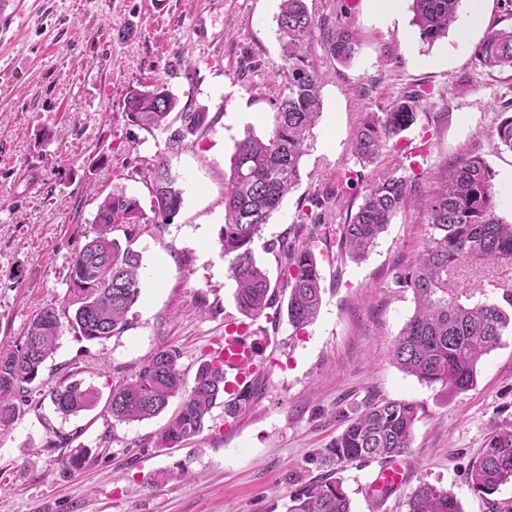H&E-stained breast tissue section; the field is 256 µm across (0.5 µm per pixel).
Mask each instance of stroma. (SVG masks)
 Returning a JSON list of instances; mask_svg holds the SVG:
<instances>
[{"mask_svg":"<svg viewBox=\"0 0 512 512\" xmlns=\"http://www.w3.org/2000/svg\"><path fill=\"white\" fill-rule=\"evenodd\" d=\"M280 0H17L0 16V351L13 349L38 309L64 308L72 257L101 200L122 191L149 207L141 171L165 150L163 134L125 122L119 104L127 87L160 79L182 104L202 105L211 126L198 143L167 152L183 203L167 224H139L132 247L147 282L131 308L129 328L102 343L62 331L36 387L49 393L62 378L94 387L91 410L68 417L50 401L25 405L0 433V512H286L295 487L330 473L322 461L348 419L374 399L407 400L420 408L406 483L387 497L367 486L370 462L344 465L339 475L352 512H406L421 482L452 490L463 512H512V484L475 493L465 472L491 428L512 419V336L485 356L474 389L458 395L402 372L391 344L414 310L411 292L394 276L412 262L425 238L426 217L407 201L360 261L337 257L335 236L297 230L318 190L350 170L362 186L348 191L325 224L344 223L362 202L364 183L402 164L404 151L424 147L422 178L462 155L481 157L494 174L496 213L512 222V151L496 127L512 114V71L482 67L470 46L444 56L443 42L424 43L410 0L382 21L368 0H313L316 13L359 34L355 58L320 60L323 112L306 145L301 181L285 196L253 243L272 282L281 271L269 243L309 242L321 267L324 299L316 321L295 331L267 310L254 321L272 337L258 361L254 397L245 412L213 408L203 432L180 448H159L156 434L178 410L118 423L107 413L116 383L129 378L158 348L178 350V367L193 382L224 325L239 320L218 242L230 158L247 133L265 134L275 109L283 64L275 18ZM421 93L416 122L402 148L384 150L359 167L350 140L361 113L378 112L405 93ZM472 301L512 293V265H461L452 275ZM91 451L82 470L65 476L71 448ZM187 466L190 480L156 486L152 475Z\"/></svg>","mask_w":512,"mask_h":512,"instance_id":"stroma-1","label":"stroma"}]
</instances>
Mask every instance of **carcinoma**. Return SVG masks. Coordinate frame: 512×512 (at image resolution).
I'll return each instance as SVG.
<instances>
[{
  "label": "carcinoma",
  "instance_id": "1",
  "mask_svg": "<svg viewBox=\"0 0 512 512\" xmlns=\"http://www.w3.org/2000/svg\"><path fill=\"white\" fill-rule=\"evenodd\" d=\"M461 0H412L413 24L420 39L432 45L447 36L456 21ZM284 66L275 99L272 128L265 137L247 133L230 159V177L224 194V224L219 243L229 260L236 283L238 312L258 319L274 307L277 289L256 261L252 244L263 225L278 211L284 197L301 181V161L307 138L322 110L321 77L314 45L327 48L332 60L350 63L358 49L355 29L328 17L316 18L307 0H281L276 17ZM475 58L489 69L512 70V28H491L475 50ZM422 107L418 94H406L381 112H367L351 139L357 163L373 164L390 141L400 137L417 119ZM123 117L150 133L167 134L173 151L195 142L210 128L203 106L180 107L179 97L163 82H137L126 89ZM500 144L512 151V115L496 128ZM151 195L152 213L166 224L183 203V191L172 175L165 153L155 156L143 171ZM355 171L346 173L334 188L315 199L317 208H332L355 188ZM493 174L479 157L464 155L432 176L431 188L418 196L427 216V237L413 263L396 273L394 285L413 295L414 312L396 336L391 351L394 364L428 385H440L461 394L477 384L482 358L496 350L512 333V295L503 302L469 303L448 287V273L463 262L512 264V222L496 215ZM418 181L396 170L378 175L366 187L363 203L343 224L336 225L340 255L364 259L386 226L401 211L405 199L416 193ZM139 200L123 191L104 197L92 224L72 259L67 307L73 314L49 304L29 320L15 349L0 353V431L21 415V406L41 395L32 387L40 369L57 347L62 316L69 329L88 341L104 342L128 328L127 315L141 294V255L122 247L116 231L133 234L145 221ZM283 285L288 288V323L297 331L317 318L322 305V275L307 243L281 242ZM181 397L179 412L156 436L159 448H179L204 429L218 400L234 417L245 410L253 391L230 396L223 363L202 362L192 387H186L178 368V352L162 347L134 374L112 387L107 412L116 422H135L162 412L170 399ZM63 416L92 408L98 399L92 388L60 382L49 393ZM418 422V406L407 400L369 402L351 419L328 448V461L390 460L409 452ZM89 450L78 446L62 461V474L83 467ZM470 488L491 495L512 483V421H503L488 434L467 474ZM406 512H462L456 495L430 482L408 496ZM287 512H352L343 483L334 474L312 479L289 497Z\"/></svg>",
  "mask_w": 512,
  "mask_h": 512
}]
</instances>
